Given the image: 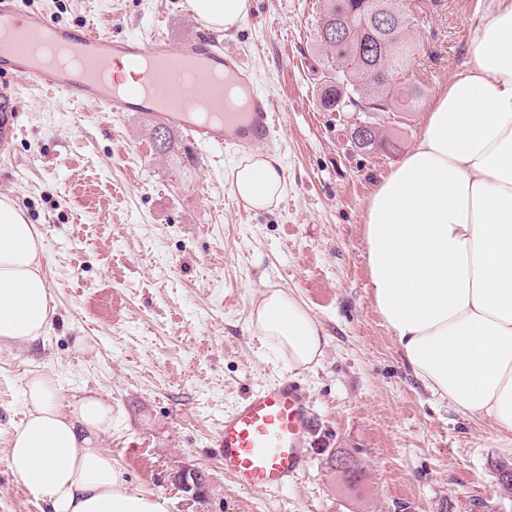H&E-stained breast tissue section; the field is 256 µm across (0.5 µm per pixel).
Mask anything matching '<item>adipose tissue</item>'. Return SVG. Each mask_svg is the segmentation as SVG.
I'll return each mask as SVG.
<instances>
[{"mask_svg": "<svg viewBox=\"0 0 512 512\" xmlns=\"http://www.w3.org/2000/svg\"><path fill=\"white\" fill-rule=\"evenodd\" d=\"M250 8L192 0L224 34ZM472 53L433 96L419 142L375 188L366 260L375 306L415 377L512 445V0L474 30ZM233 185L249 208L266 210L287 175L277 155L259 153L236 166ZM43 256L38 227L0 195V343L34 342L50 325ZM252 319L292 369L319 363L327 334L292 292H261ZM24 398L5 462L43 512H165L126 485L99 445L110 400L86 395L69 408L51 372L30 377Z\"/></svg>", "mask_w": 512, "mask_h": 512, "instance_id": "1", "label": "adipose tissue"}]
</instances>
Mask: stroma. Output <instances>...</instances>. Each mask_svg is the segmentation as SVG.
<instances>
[{
	"label": "stroma",
	"mask_w": 512,
	"mask_h": 512,
	"mask_svg": "<svg viewBox=\"0 0 512 512\" xmlns=\"http://www.w3.org/2000/svg\"><path fill=\"white\" fill-rule=\"evenodd\" d=\"M419 4L408 75L421 100L405 114L322 110V0H252L224 37L279 107L272 151L288 183L265 211L237 205L233 151L194 155L175 130L161 153L144 116L21 86L22 127L0 155V194L42 233L55 314L37 341L0 344V512H42L5 454L24 417L26 380L47 371L69 400L87 390L111 399L101 445L123 479L166 512H512L497 475L512 468V447L414 378L369 287L371 195L420 139L433 95L471 60L472 31L497 0ZM32 5L112 35L194 32L175 0ZM364 118L381 140L367 150L348 139ZM270 287L291 291L323 324L327 343L313 370L289 371L252 324V304ZM286 373L316 419L309 467L275 495L238 490L214 446L224 413ZM339 456L354 476L336 468ZM188 465L209 479L203 500L168 479Z\"/></svg>",
	"instance_id": "stroma-1"
}]
</instances>
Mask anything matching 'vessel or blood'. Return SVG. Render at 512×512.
Wrapping results in <instances>:
<instances>
[{"label": "vessel or blood", "mask_w": 512, "mask_h": 512, "mask_svg": "<svg viewBox=\"0 0 512 512\" xmlns=\"http://www.w3.org/2000/svg\"><path fill=\"white\" fill-rule=\"evenodd\" d=\"M179 43L110 36L94 22L71 27L29 9L27 0H0V99L15 102L18 83L49 88L65 102L96 103L108 112L141 114L184 132L193 151L246 155L273 141L278 109L257 90L251 70L216 42L207 20ZM133 68L135 84L117 70ZM314 416L293 380L256 388L224 414L216 446L224 472L239 489L286 490L309 465Z\"/></svg>", "instance_id": "obj_1"}]
</instances>
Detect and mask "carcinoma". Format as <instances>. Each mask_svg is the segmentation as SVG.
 <instances>
[{
    "instance_id": "cac0c4a2",
    "label": "carcinoma",
    "mask_w": 512,
    "mask_h": 512,
    "mask_svg": "<svg viewBox=\"0 0 512 512\" xmlns=\"http://www.w3.org/2000/svg\"><path fill=\"white\" fill-rule=\"evenodd\" d=\"M407 7L396 27L385 32L370 28L368 0H324L318 43L323 59L320 105L327 112H412L416 97L396 100L400 78L412 62L415 46L408 28L414 10ZM344 21L341 44L328 38L336 22Z\"/></svg>"
}]
</instances>
